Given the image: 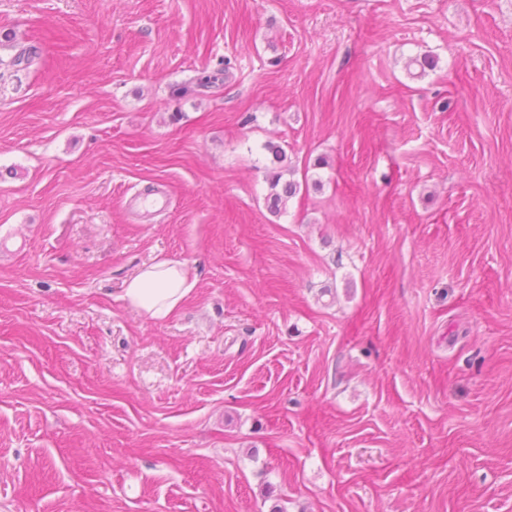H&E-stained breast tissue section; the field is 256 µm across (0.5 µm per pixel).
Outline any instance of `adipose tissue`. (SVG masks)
<instances>
[{"label": "adipose tissue", "instance_id": "ef3b65f1", "mask_svg": "<svg viewBox=\"0 0 512 512\" xmlns=\"http://www.w3.org/2000/svg\"><path fill=\"white\" fill-rule=\"evenodd\" d=\"M195 287L183 262L163 258L142 267L127 281L122 301L153 319H164L177 311Z\"/></svg>", "mask_w": 512, "mask_h": 512}]
</instances>
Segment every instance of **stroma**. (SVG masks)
<instances>
[{
  "instance_id": "stroma-1",
  "label": "stroma",
  "mask_w": 512,
  "mask_h": 512,
  "mask_svg": "<svg viewBox=\"0 0 512 512\" xmlns=\"http://www.w3.org/2000/svg\"><path fill=\"white\" fill-rule=\"evenodd\" d=\"M0 59V512H512V0H0ZM283 177V173L279 172L276 174L271 175L270 178V203L269 208L274 213L281 212L282 210H285L286 204L288 200L293 197L297 192L298 184L294 181H285L281 189L278 190V187L280 185L281 179ZM194 287L183 262L156 259L126 282L121 300L152 319H165L183 305Z\"/></svg>"
}]
</instances>
